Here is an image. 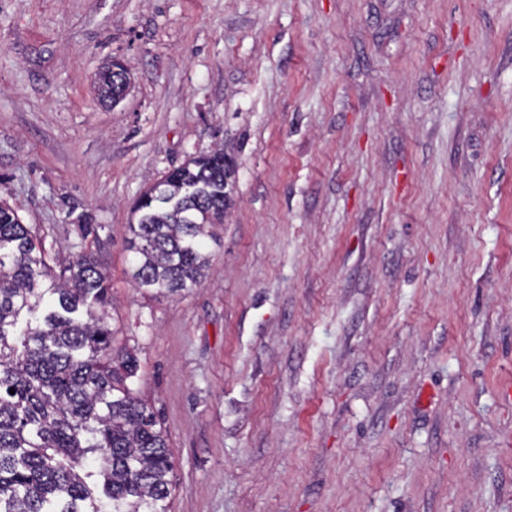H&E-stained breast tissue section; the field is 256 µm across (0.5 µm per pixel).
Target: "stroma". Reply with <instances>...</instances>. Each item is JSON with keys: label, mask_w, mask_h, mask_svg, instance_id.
Here are the masks:
<instances>
[{"label": "stroma", "mask_w": 512, "mask_h": 512, "mask_svg": "<svg viewBox=\"0 0 512 512\" xmlns=\"http://www.w3.org/2000/svg\"><path fill=\"white\" fill-rule=\"evenodd\" d=\"M218 147L209 276L149 297L132 205ZM0 198L100 259L172 512H512V0H0ZM112 68L119 69L112 71ZM129 72L125 64L107 63L98 73L96 78L98 98L101 102H112V108L116 107L125 97L126 85L130 82ZM124 91V92H123ZM123 92V93H122ZM119 96H112L120 94ZM124 97V98H123Z\"/></svg>", "instance_id": "1"}]
</instances>
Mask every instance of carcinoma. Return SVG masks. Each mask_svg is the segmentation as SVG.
Segmentation results:
<instances>
[{"label":"carcinoma","instance_id":"obj_1","mask_svg":"<svg viewBox=\"0 0 512 512\" xmlns=\"http://www.w3.org/2000/svg\"><path fill=\"white\" fill-rule=\"evenodd\" d=\"M129 82L125 65L107 63L99 100ZM232 174L220 149L143 192L129 225L138 287L160 297L201 282ZM110 304L94 255L55 273L41 239L0 201V512H171L174 455L130 386L134 357L112 348Z\"/></svg>","mask_w":512,"mask_h":512}]
</instances>
